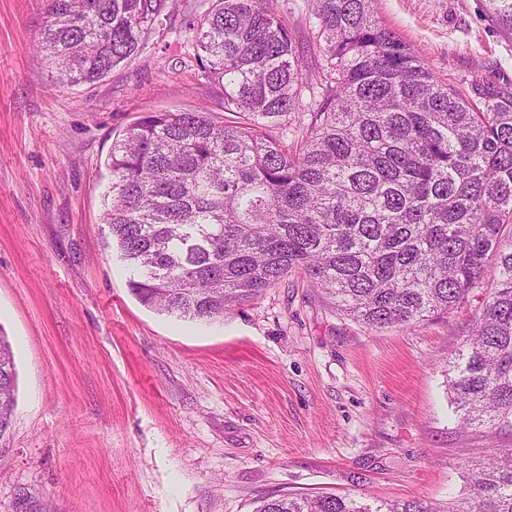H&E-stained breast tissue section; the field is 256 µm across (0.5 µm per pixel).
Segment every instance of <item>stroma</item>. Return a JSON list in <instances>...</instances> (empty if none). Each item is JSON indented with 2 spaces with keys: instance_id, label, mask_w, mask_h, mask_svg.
<instances>
[{
  "instance_id": "obj_1",
  "label": "stroma",
  "mask_w": 512,
  "mask_h": 512,
  "mask_svg": "<svg viewBox=\"0 0 512 512\" xmlns=\"http://www.w3.org/2000/svg\"><path fill=\"white\" fill-rule=\"evenodd\" d=\"M103 81L58 88L36 47L45 0H0V331L18 373L0 512H253L289 493L459 505L512 431L459 429L448 361L482 306L371 330L289 276L210 323L143 306L102 218L113 139L148 112L225 118L187 15ZM306 69L311 0H274ZM442 82L512 83L490 0H377Z\"/></svg>"
}]
</instances>
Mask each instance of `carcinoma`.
Wrapping results in <instances>:
<instances>
[{
	"instance_id": "carcinoma-1",
	"label": "carcinoma",
	"mask_w": 512,
	"mask_h": 512,
	"mask_svg": "<svg viewBox=\"0 0 512 512\" xmlns=\"http://www.w3.org/2000/svg\"><path fill=\"white\" fill-rule=\"evenodd\" d=\"M512 32V0H492ZM169 0H48L38 39L57 85L103 80L168 18ZM324 63L304 68L272 0H213L187 21L202 76L224 89L204 112H149L112 142L103 223L145 306L212 321L293 273L372 329L485 300L448 361L464 428L512 430V85L440 81L373 0H313ZM325 102L306 135L273 130ZM0 336V439L16 406ZM254 512H446L294 494ZM453 512H512V448L477 464Z\"/></svg>"
}]
</instances>
